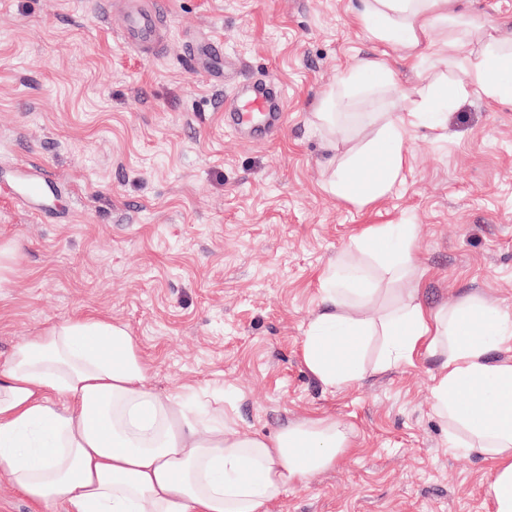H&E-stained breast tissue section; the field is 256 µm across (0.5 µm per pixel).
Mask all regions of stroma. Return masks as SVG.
Masks as SVG:
<instances>
[{"label":"stroma","mask_w":512,"mask_h":512,"mask_svg":"<svg viewBox=\"0 0 512 512\" xmlns=\"http://www.w3.org/2000/svg\"><path fill=\"white\" fill-rule=\"evenodd\" d=\"M352 0H170L144 56L98 0H0V170L28 160L57 192L45 216L0 188V364L21 338L78 313L125 324L160 393L223 398L245 436L310 415L350 423L356 449L289 489L272 512H487L490 465L455 454L431 410L434 365L325 388L302 361L318 276L370 224L415 225L428 303L468 294L512 310V104L469 99L448 135H409L395 191L359 210L325 192L322 94L365 55L396 52L353 20ZM238 60L224 88L190 69L198 39ZM268 73L286 94L272 138L230 133L219 94Z\"/></svg>","instance_id":"stroma-1"}]
</instances>
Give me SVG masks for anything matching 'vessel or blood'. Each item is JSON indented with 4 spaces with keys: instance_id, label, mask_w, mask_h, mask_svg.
Returning <instances> with one entry per match:
<instances>
[{
    "instance_id": "b4317fda",
    "label": "vessel or blood",
    "mask_w": 512,
    "mask_h": 512,
    "mask_svg": "<svg viewBox=\"0 0 512 512\" xmlns=\"http://www.w3.org/2000/svg\"><path fill=\"white\" fill-rule=\"evenodd\" d=\"M104 18H118L116 32L123 45L143 53L159 48L168 24L166 0H123L115 7L112 0H101ZM224 45L217 40L196 43L189 62L208 75L227 71L223 61ZM217 107L227 114V124L234 129H250L253 139L269 138L284 119V91L272 76L237 87L232 98L220 99ZM16 199L29 210L39 213L55 194L52 180L37 165L23 163L12 173Z\"/></svg>"
}]
</instances>
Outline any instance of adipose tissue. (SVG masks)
I'll list each match as a JSON object with an SVG mask.
<instances>
[{"instance_id":"1","label":"adipose tissue","mask_w":512,"mask_h":512,"mask_svg":"<svg viewBox=\"0 0 512 512\" xmlns=\"http://www.w3.org/2000/svg\"><path fill=\"white\" fill-rule=\"evenodd\" d=\"M356 23L409 68L445 75L418 96L398 87L387 59L365 55L319 101L312 124L327 137L324 190L359 209L400 181L410 131L446 134L461 101L512 103V39L475 17L467 0H353ZM371 98L382 112H364ZM410 224H373L356 250L378 257L400 286L378 314L366 270L339 257L320 278L302 341L308 370L329 389L432 360V409L448 446L491 465L492 512H512V313L476 295L455 307L425 302ZM381 353L364 361L372 338ZM127 326L73 315L20 339L0 365V471L44 508L68 512H270L288 489L328 471L354 448L343 422L309 416L268 437H244L223 408L194 406V388L159 394Z\"/></svg>"}]
</instances>
